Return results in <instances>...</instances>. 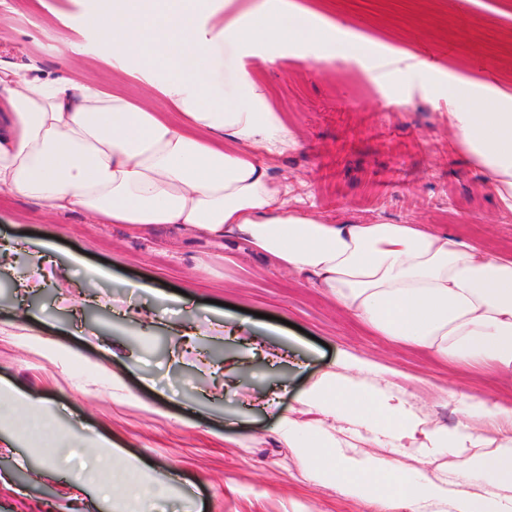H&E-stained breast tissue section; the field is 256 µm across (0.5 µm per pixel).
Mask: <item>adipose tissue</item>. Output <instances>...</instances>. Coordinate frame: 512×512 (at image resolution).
Returning a JSON list of instances; mask_svg holds the SVG:
<instances>
[{"instance_id": "adipose-tissue-1", "label": "adipose tissue", "mask_w": 512, "mask_h": 512, "mask_svg": "<svg viewBox=\"0 0 512 512\" xmlns=\"http://www.w3.org/2000/svg\"><path fill=\"white\" fill-rule=\"evenodd\" d=\"M92 2L84 24L107 63L180 117L0 60V194L104 224L242 243L391 343L512 374V255L418 224L289 208L264 159L294 146V132L248 74L225 103V46L322 40L297 25L295 5L237 13L235 0ZM448 119L512 212V94L467 83L463 111ZM381 374L343 353L301 392L299 409L279 416L277 434L369 512H512V405L470 399L465 421L448 428L381 388ZM363 430L375 450L359 447Z\"/></svg>"}]
</instances>
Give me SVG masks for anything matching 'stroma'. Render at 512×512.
I'll return each instance as SVG.
<instances>
[{"label":"stroma","mask_w":512,"mask_h":512,"mask_svg":"<svg viewBox=\"0 0 512 512\" xmlns=\"http://www.w3.org/2000/svg\"><path fill=\"white\" fill-rule=\"evenodd\" d=\"M336 26L313 43L225 48L287 113L296 146L269 158L290 206L330 220L425 224L512 252V212L454 139L449 82L512 93V0H293ZM84 0H0V59L111 85ZM263 53L277 55L260 66ZM411 69L377 83L379 58ZM0 381L43 401L0 418V512H365L275 432L278 414L349 351L389 366L381 384L436 423L468 397L512 401V381L393 346L270 263L174 228L135 233L80 210L0 195ZM44 242V252L24 243ZM84 263L72 265L70 255ZM150 291H143V284ZM141 310L143 328L126 318ZM118 445L101 471L96 442ZM140 461L137 479L127 458Z\"/></svg>","instance_id":"stroma-1"}]
</instances>
